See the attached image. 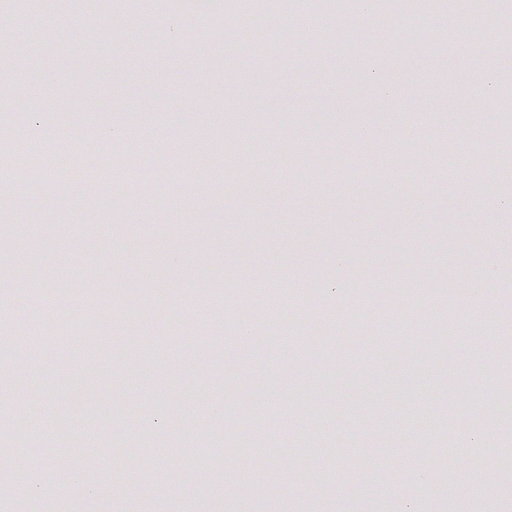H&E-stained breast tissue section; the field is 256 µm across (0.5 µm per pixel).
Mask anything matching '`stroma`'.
I'll return each instance as SVG.
<instances>
[{"instance_id":"obj_1","label":"stroma","mask_w":512,"mask_h":512,"mask_svg":"<svg viewBox=\"0 0 512 512\" xmlns=\"http://www.w3.org/2000/svg\"><path fill=\"white\" fill-rule=\"evenodd\" d=\"M152 7L163 22L142 33L110 0L5 14L0 63L41 77L0 93V120L95 141L146 175L218 158L266 181L229 202L204 176L146 194L20 173L0 192V249L31 269L5 283L0 337L27 341L35 367L16 378L0 349V478L41 512H244L254 498L267 512H512V0L474 31L445 7L358 0L359 27L324 8L259 58L241 29L271 36L256 0ZM136 33L141 52L123 56ZM383 156L384 182L356 179ZM95 276L128 281L126 302L164 305L167 323L96 322L66 341L31 328V290L63 297Z\"/></svg>"}]
</instances>
